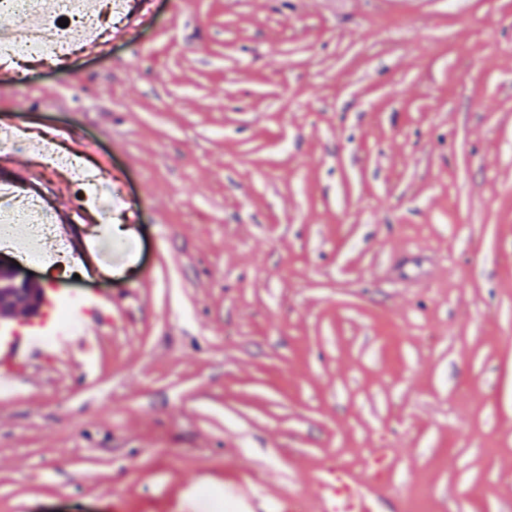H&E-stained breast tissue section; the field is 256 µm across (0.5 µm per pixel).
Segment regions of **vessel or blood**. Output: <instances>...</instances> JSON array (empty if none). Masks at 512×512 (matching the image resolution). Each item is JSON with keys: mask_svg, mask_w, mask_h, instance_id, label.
<instances>
[{"mask_svg": "<svg viewBox=\"0 0 512 512\" xmlns=\"http://www.w3.org/2000/svg\"><path fill=\"white\" fill-rule=\"evenodd\" d=\"M77 313L92 318L97 324L112 321V302L103 297H88L76 307ZM42 335L48 336L53 353L74 355L92 348L93 339L72 327L43 326ZM37 339L15 334L0 335V388L15 387L21 374L20 361L29 354L42 353ZM388 469L383 459H376L371 475L360 477L340 469L335 461H326L310 486L315 502V512H379V489L387 477ZM233 494L241 506V512H262L263 506L251 483L234 484Z\"/></svg>", "mask_w": 512, "mask_h": 512, "instance_id": "1", "label": "vessel or blood"}]
</instances>
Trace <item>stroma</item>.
Listing matches in <instances>:
<instances>
[{"mask_svg": "<svg viewBox=\"0 0 512 512\" xmlns=\"http://www.w3.org/2000/svg\"><path fill=\"white\" fill-rule=\"evenodd\" d=\"M19 61L0 120L106 169L112 214L0 144V177L110 224L46 291L112 322L0 390V512H221L255 479L314 512L325 458L398 512H512V0H120ZM74 311L92 318L99 325H108L112 321V301L103 297L83 299Z\"/></svg>", "mask_w": 512, "mask_h": 512, "instance_id": "stroma-1", "label": "stroma"}]
</instances>
